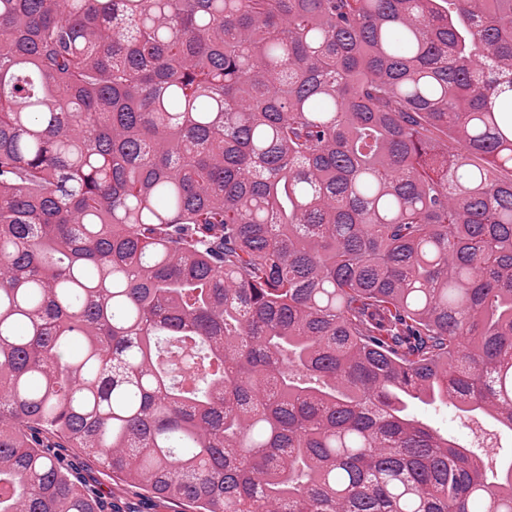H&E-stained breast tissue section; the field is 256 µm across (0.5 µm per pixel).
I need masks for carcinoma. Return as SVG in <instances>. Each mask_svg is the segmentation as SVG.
Returning a JSON list of instances; mask_svg holds the SVG:
<instances>
[{
    "mask_svg": "<svg viewBox=\"0 0 512 512\" xmlns=\"http://www.w3.org/2000/svg\"><path fill=\"white\" fill-rule=\"evenodd\" d=\"M512 0H0V512H512ZM414 414L430 427L448 437H454L460 443L469 444L470 437L480 444V437L472 430L468 435V426L481 425L496 435L495 448H478L487 468L495 469L502 460L512 457V432L501 428L496 421L482 416L462 418L452 406H418ZM60 457L79 480L96 492L105 512H190L183 501L153 497L145 489L104 474L76 448H48Z\"/></svg>",
    "mask_w": 512,
    "mask_h": 512,
    "instance_id": "cac0c4a2",
    "label": "carcinoma"
}]
</instances>
